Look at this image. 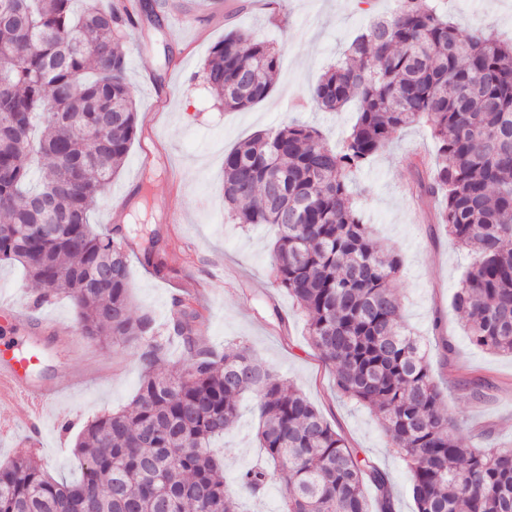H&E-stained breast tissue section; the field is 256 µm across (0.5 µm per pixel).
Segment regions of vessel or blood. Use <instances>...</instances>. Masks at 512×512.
Masks as SVG:
<instances>
[{
    "label": "vessel or blood",
    "instance_id": "1",
    "mask_svg": "<svg viewBox=\"0 0 512 512\" xmlns=\"http://www.w3.org/2000/svg\"><path fill=\"white\" fill-rule=\"evenodd\" d=\"M27 315L9 306L0 307V389L6 388L25 396V419L30 434L41 432L43 412L61 395L62 386L39 381L34 373L40 364L36 346L25 347L17 337L11 336L10 328L26 321Z\"/></svg>",
    "mask_w": 512,
    "mask_h": 512
}]
</instances>
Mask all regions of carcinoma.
<instances>
[{"instance_id":"1","label":"carcinoma","mask_w":512,"mask_h":512,"mask_svg":"<svg viewBox=\"0 0 512 512\" xmlns=\"http://www.w3.org/2000/svg\"><path fill=\"white\" fill-rule=\"evenodd\" d=\"M0 0V264L19 263L42 286L34 299L70 298L81 335L137 350L131 405L88 423L76 444L81 475L56 481L30 456L0 464V512H238L237 492L272 481L281 512H393L391 483L298 390L244 348L218 354L196 335L197 311L177 302L168 332L188 364L154 367L166 341L130 303L122 227L96 231L90 213L138 135L119 44L150 12L145 0ZM279 68L273 46L230 30L202 78L226 110L266 99ZM358 116L335 149L296 121L261 131L224 155V202L238 224H274L280 287L307 317L311 344L333 365L336 391L370 408L405 461L416 512H512V448H466L459 419L418 341L400 321L403 260L375 244L358 216L352 176L392 135L425 123L434 161L410 163L418 197L439 196L438 223L474 261L453 299L471 342L512 354V42L465 40L438 0H397L374 19L311 91L317 109ZM302 211L292 224L288 216ZM255 394L265 462L225 485L215 441Z\"/></svg>"}]
</instances>
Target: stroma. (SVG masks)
Here are the masks:
<instances>
[{
  "mask_svg": "<svg viewBox=\"0 0 512 512\" xmlns=\"http://www.w3.org/2000/svg\"><path fill=\"white\" fill-rule=\"evenodd\" d=\"M457 31L480 30L512 40V0H443ZM394 0H164L162 26L143 20L121 45L136 102L141 133L93 213L92 224L113 222L129 236L134 316L164 322L175 300H191L199 314L197 333L223 351L240 344L258 354L292 383L341 433L350 448L369 456L391 479L394 512H415L409 472L379 418L367 407L337 395L334 370L309 340L306 319L279 288L269 262L276 237L272 225L233 223L224 205V155L253 134L276 128L286 117L314 126L337 145L357 116L355 106L321 112L308 100L324 71L371 18L389 14ZM188 16L192 25H175ZM232 29L272 42L280 55L273 89L242 111L224 110L204 89L201 71L211 47ZM425 125L397 131L389 146L357 174L355 208L378 245L398 248L403 267L396 281L401 321L420 336L444 407L459 416L465 447L512 448V356L472 344L452 306L457 285L473 255L455 245L434 223L437 201L408 193L405 158L433 157ZM154 242L161 261H144L142 245ZM37 293L20 266L0 264V303L29 310ZM50 323L39 377L70 386L44 412V433L31 443L24 405L0 395V416L14 432L0 435V463L16 456L41 462L54 479H75V445L85 425L131 404L139 380L134 350L119 342H89L76 323L73 302L60 297L42 308ZM447 350H439V339ZM490 383L477 399L468 380ZM220 444L225 480H233L261 456L258 416L249 398Z\"/></svg>",
  "mask_w": 512,
  "mask_h": 512,
  "instance_id": "stroma-1",
  "label": "stroma"
}]
</instances>
